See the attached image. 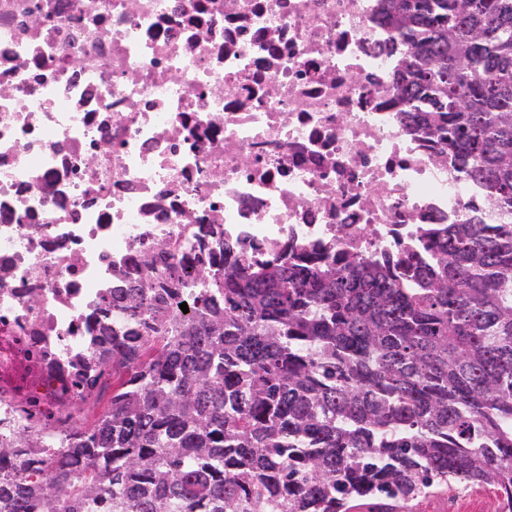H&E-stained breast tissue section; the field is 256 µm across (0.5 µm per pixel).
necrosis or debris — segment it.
<instances>
[{
	"label": "necrosis or debris",
	"mask_w": 512,
	"mask_h": 512,
	"mask_svg": "<svg viewBox=\"0 0 512 512\" xmlns=\"http://www.w3.org/2000/svg\"><path fill=\"white\" fill-rule=\"evenodd\" d=\"M379 0H0V474L48 478L105 409L112 297L241 254L429 260L496 221L404 116Z\"/></svg>",
	"instance_id": "necrosis-or-debris-1"
}]
</instances>
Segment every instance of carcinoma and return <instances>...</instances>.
<instances>
[{
    "label": "carcinoma",
    "instance_id": "carcinoma-1",
    "mask_svg": "<svg viewBox=\"0 0 512 512\" xmlns=\"http://www.w3.org/2000/svg\"><path fill=\"white\" fill-rule=\"evenodd\" d=\"M411 49L399 98L501 224H446L434 255L245 258L127 298L162 336L112 337L110 408L80 478L0 475V512H411L462 484L512 512V0H380Z\"/></svg>",
    "mask_w": 512,
    "mask_h": 512
}]
</instances>
